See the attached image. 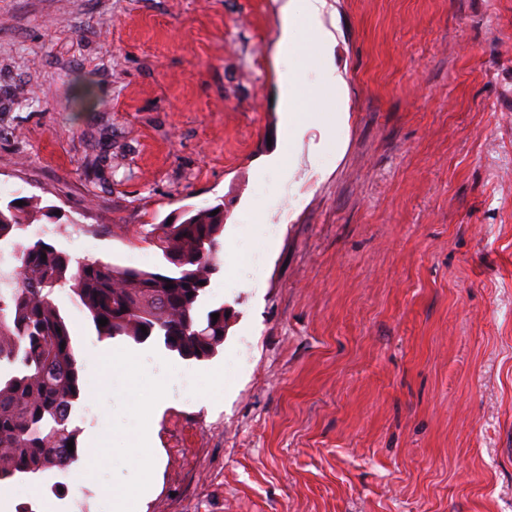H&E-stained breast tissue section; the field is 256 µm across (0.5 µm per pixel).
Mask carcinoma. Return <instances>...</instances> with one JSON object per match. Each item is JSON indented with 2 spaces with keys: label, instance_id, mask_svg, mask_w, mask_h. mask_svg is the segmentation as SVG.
Segmentation results:
<instances>
[{
  "label": "carcinoma",
  "instance_id": "carcinoma-1",
  "mask_svg": "<svg viewBox=\"0 0 512 512\" xmlns=\"http://www.w3.org/2000/svg\"><path fill=\"white\" fill-rule=\"evenodd\" d=\"M47 216L30 200L0 207V242L18 247L8 270L0 269V481L58 475L87 453L74 424L86 394L84 362L55 293L70 291L102 341L158 342L197 362L224 345V305L206 303L224 250V204L153 225L162 259L156 271L76 259L41 238L17 241Z\"/></svg>",
  "mask_w": 512,
  "mask_h": 512
}]
</instances>
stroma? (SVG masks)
<instances>
[{"label": "stroma", "instance_id": "stroma-1", "mask_svg": "<svg viewBox=\"0 0 512 512\" xmlns=\"http://www.w3.org/2000/svg\"><path fill=\"white\" fill-rule=\"evenodd\" d=\"M277 3L0 0V203L146 270L152 225L223 204L228 313L211 359L116 339L104 375L58 293L94 454L0 512H512V0H337L350 119L317 174Z\"/></svg>", "mask_w": 512, "mask_h": 512}]
</instances>
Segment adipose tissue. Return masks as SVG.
<instances>
[{"label":"adipose tissue","instance_id":"1","mask_svg":"<svg viewBox=\"0 0 512 512\" xmlns=\"http://www.w3.org/2000/svg\"><path fill=\"white\" fill-rule=\"evenodd\" d=\"M279 41L276 59L281 65V100L287 114L288 136L302 142L312 124L323 137L347 126V86L334 61L337 45L336 11L331 0H280ZM306 35L321 54L322 62L310 74L299 71L287 51Z\"/></svg>","mask_w":512,"mask_h":512}]
</instances>
